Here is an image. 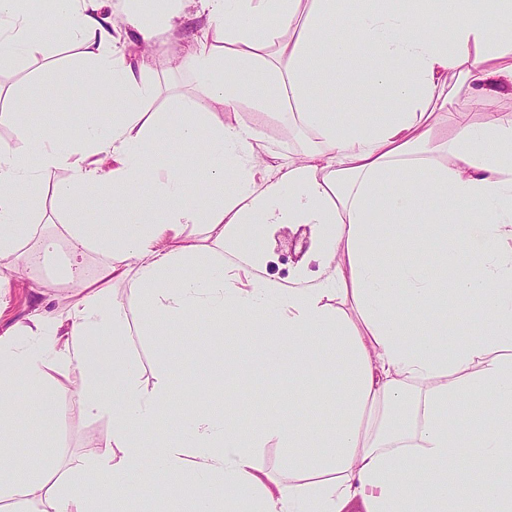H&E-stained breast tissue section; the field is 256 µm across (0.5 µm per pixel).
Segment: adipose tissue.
I'll list each match as a JSON object with an SVG mask.
<instances>
[{
	"mask_svg": "<svg viewBox=\"0 0 512 512\" xmlns=\"http://www.w3.org/2000/svg\"><path fill=\"white\" fill-rule=\"evenodd\" d=\"M147 0H55L80 52L58 79L72 94L111 88L122 104L108 114L78 113L69 140L53 125L34 127L38 103L19 97L0 113L27 145L0 144V259L35 238L44 175L66 168L56 195L70 207L69 279L77 298L65 316L36 304L25 322L0 333V501L39 503L48 512H96L81 484L59 474L56 457L39 473L12 455L22 424L5 406L23 375L42 423L66 393L83 413L112 419L106 452L83 459L113 501L157 498L142 467L153 452L159 469L190 470L199 512H512V114L475 124L470 107L512 86V0H395L362 7L349 34L327 25L336 0H199L202 25L179 66L214 104L145 118L153 101L152 52L178 30L184 0H165L159 23L143 20ZM120 11L135 63L115 49ZM272 24L254 35L256 19ZM30 0H0V46L10 57L37 58ZM368 72L391 110L384 120L358 111L349 122L314 99L312 74L351 67ZM463 75L464 99L439 97L448 73ZM263 93H250L253 85ZM269 115L297 112L315 132L296 159L270 163L260 127L231 122L241 106ZM442 107L452 127L436 140L429 124ZM168 140L193 165L191 145L206 140L210 163L199 185L209 206L189 207L178 168L157 175L156 140ZM169 208L131 224L126 215L146 184ZM112 201L111 211L99 207ZM451 202L457 216L480 205L476 224H439L428 199ZM399 223L402 238L387 224ZM205 226L208 242H187L184 229ZM315 224L325 276L314 286H283L259 274V227ZM106 257L103 283L82 276L88 251ZM129 282L141 297L138 325L167 355L169 321L213 318L233 333L225 364L239 376L241 353L288 361V375L331 381L312 405L272 392L250 414L246 398L223 414L179 404L186 379L163 373L152 389L135 377L124 343L130 331L123 299ZM350 299L351 310L332 305ZM461 301L458 324L442 314ZM264 331L265 343L249 339ZM74 366L80 386L55 377L52 362ZM403 418H395L397 406ZM472 438L482 460L478 478L460 450ZM285 449L287 480L273 479L257 448Z\"/></svg>",
	"mask_w": 512,
	"mask_h": 512,
	"instance_id": "obj_1",
	"label": "adipose tissue"
}]
</instances>
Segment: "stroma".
<instances>
[{
  "label": "stroma",
  "mask_w": 512,
  "mask_h": 512,
  "mask_svg": "<svg viewBox=\"0 0 512 512\" xmlns=\"http://www.w3.org/2000/svg\"><path fill=\"white\" fill-rule=\"evenodd\" d=\"M197 4L186 9L181 28L174 41L168 42L156 52L151 80L158 86L160 94L149 103L148 111L160 112L170 109L176 96L192 99L196 96L191 73L177 71L172 67V52L176 45L189 44L197 29L194 16ZM44 20L35 16L32 27L34 38L40 39L46 54L36 62L4 61L0 64V109L14 107L18 93H25L39 99L41 109L29 118L31 125L38 126L57 122L60 115L90 106L102 113L112 112L116 103L111 93L101 88L86 89L81 96L69 97L55 78L56 71L65 68L78 54V47L64 36L62 26H55L53 36L43 33ZM367 92L368 79L365 74L351 72L346 84H337L330 73H318L314 84V95L328 111L334 112L342 122L349 121L356 109V102L350 97L349 88ZM236 120L260 125L264 131L263 146L278 159H287L301 150L311 136L310 131L294 129L289 125L288 117L272 118L241 107L235 115ZM69 172L60 168L44 178V197L38 220L45 231L55 241L66 238L64 225L68 218L66 207L58 202L52 190L53 184L67 179ZM264 245L269 258L263 266L266 278L286 284L296 273H303L308 284L321 281L322 271L316 260L318 232L312 225H303L300 232L304 247L291 246L283 225L267 224L263 227ZM38 281L47 285L45 303L49 309L62 313L73 301L74 290L65 284L67 272V249L56 248L51 251H37ZM165 333L171 341L173 357L159 362L153 337L144 335L138 329H131L125 338L128 352L138 365V379L143 387H153L162 371L172 375L188 377L190 384L182 394L184 403H191L194 395H201V408L213 410L214 406L224 405L231 389L235 385L233 376L224 370V361L216 355L217 347L228 342V335L211 334L206 324H199L198 342L193 347H185L181 341L184 334L182 325L171 323L165 326ZM35 405L26 392L24 380H17L16 395L13 401L15 417L25 427V433L17 443V451L32 471L42 467L46 450H53L62 470H69L76 460L101 452L104 443L112 435V420L102 416L90 418L82 414L79 407L68 395H60L56 402L55 421L48 428L37 427L34 420Z\"/></svg>",
  "instance_id": "1"
}]
</instances>
